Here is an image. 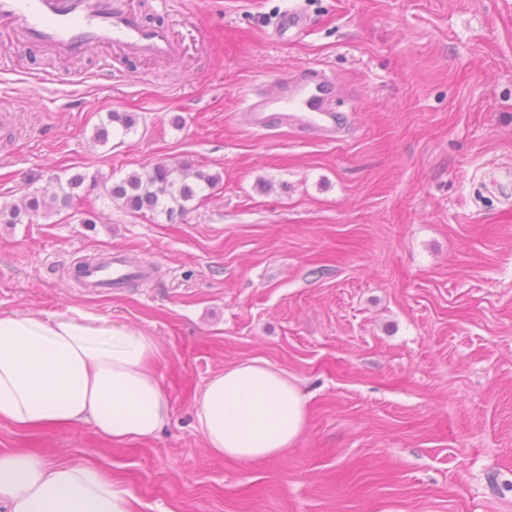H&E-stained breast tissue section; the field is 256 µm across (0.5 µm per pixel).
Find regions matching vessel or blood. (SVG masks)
I'll use <instances>...</instances> for the list:
<instances>
[{
    "mask_svg": "<svg viewBox=\"0 0 512 512\" xmlns=\"http://www.w3.org/2000/svg\"><path fill=\"white\" fill-rule=\"evenodd\" d=\"M308 26L306 14L293 8L279 16L273 33L280 40L295 38ZM0 27L40 51L75 57L94 47L119 50L124 59H155L176 55L179 44L168 28L146 26L125 0H0ZM336 83L315 77L282 74L273 91L256 93L247 109L253 128L287 123L335 138L344 124L334 107ZM120 262L105 269L87 268L84 279L93 289L118 287L135 275Z\"/></svg>",
    "mask_w": 512,
    "mask_h": 512,
    "instance_id": "1",
    "label": "vessel or blood"
}]
</instances>
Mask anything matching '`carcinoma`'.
Masks as SVG:
<instances>
[{"label":"carcinoma","instance_id":"obj_1","mask_svg":"<svg viewBox=\"0 0 512 512\" xmlns=\"http://www.w3.org/2000/svg\"><path fill=\"white\" fill-rule=\"evenodd\" d=\"M137 119L125 112H110L107 121L96 127L93 140L101 145L110 142L114 126L122 134L131 133ZM218 176L202 169L191 170L181 164L159 163L141 171H132L118 181L100 173L89 175L75 173L63 183L57 177L50 179L55 185L52 191H35L28 194L21 204L0 203V224H22L38 217H46L54 211L75 208L84 196L83 187L102 189L110 201L117 203L130 213H154L160 211L169 218L182 216L189 211L190 204L207 187L214 186Z\"/></svg>","mask_w":512,"mask_h":512}]
</instances>
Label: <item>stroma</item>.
Returning <instances> with one entry per match:
<instances>
[{"label":"stroma","instance_id":"1","mask_svg":"<svg viewBox=\"0 0 512 512\" xmlns=\"http://www.w3.org/2000/svg\"><path fill=\"white\" fill-rule=\"evenodd\" d=\"M296 3L307 29L274 40ZM130 5L181 55L106 71L99 48L0 39L18 128L0 142V202L162 162L220 181L172 220L91 191L80 215L0 224V316L78 309L157 337L170 419L122 444L88 423H0V453L96 465L135 512H512V187L491 182L512 168V0ZM303 69L341 86L336 140L246 121L253 86ZM112 111L135 131L92 144ZM116 253L152 277L77 284ZM249 358L299 379L308 418L286 455L245 463L207 451L195 399Z\"/></svg>","mask_w":512,"mask_h":512}]
</instances>
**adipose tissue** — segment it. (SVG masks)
I'll list each match as a JSON object with an SVG mask.
<instances>
[{
	"mask_svg": "<svg viewBox=\"0 0 512 512\" xmlns=\"http://www.w3.org/2000/svg\"><path fill=\"white\" fill-rule=\"evenodd\" d=\"M161 357L158 340L143 330L109 334L79 310L1 316L0 422H87L113 443L153 438L170 412L155 371ZM196 414L208 450L244 462L285 455L307 425L297 378L260 358L213 374L196 397ZM132 501L128 489L95 467L0 454V512H132Z\"/></svg>",
	"mask_w": 512,
	"mask_h": 512,
	"instance_id": "ef3b65f1",
	"label": "adipose tissue"
}]
</instances>
